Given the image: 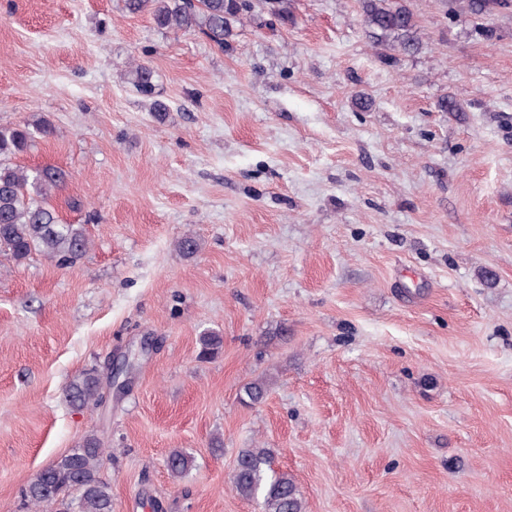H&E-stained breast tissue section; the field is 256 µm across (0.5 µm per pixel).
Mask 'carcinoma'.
I'll return each instance as SVG.
<instances>
[{
  "label": "carcinoma",
  "instance_id": "carcinoma-1",
  "mask_svg": "<svg viewBox=\"0 0 512 512\" xmlns=\"http://www.w3.org/2000/svg\"><path fill=\"white\" fill-rule=\"evenodd\" d=\"M251 0H124L130 14H147L157 28L168 32H199L222 48L233 35V25L250 11ZM364 24L375 42L402 51L415 47V18L396 0H363ZM129 83L143 96L154 91V70L139 63L128 71ZM42 123L28 126H0V253L20 263L35 252L59 265H73L88 250L90 241L80 225L63 224L48 199L66 183V173L54 166L24 169L12 158L25 152L35 134H50ZM201 354L211 356L222 347V337L207 331L199 338ZM268 379L245 384L241 400L260 402L267 393ZM103 397L102 381L94 371L84 372L67 388L71 405L84 407ZM107 449L92 434L42 470L27 485L24 498L34 512H112V489L100 476ZM268 448H243L238 453L233 490L246 498L262 500L263 512H303V501L294 479L272 469ZM194 457L175 448L168 468L175 478L186 476Z\"/></svg>",
  "mask_w": 512,
  "mask_h": 512
}]
</instances>
